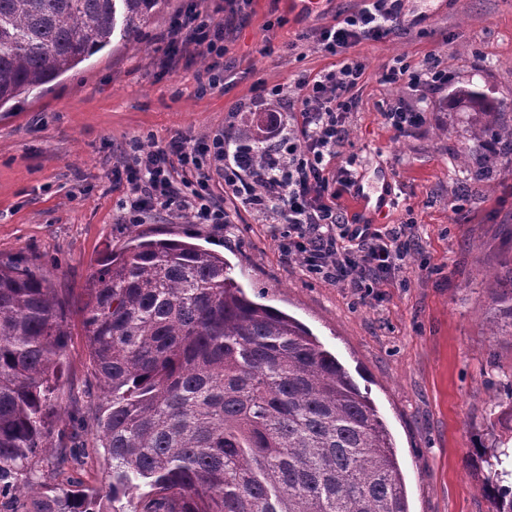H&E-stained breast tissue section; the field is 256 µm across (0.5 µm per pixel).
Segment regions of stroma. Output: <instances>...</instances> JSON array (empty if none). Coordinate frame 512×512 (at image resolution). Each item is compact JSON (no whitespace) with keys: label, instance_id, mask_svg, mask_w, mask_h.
I'll use <instances>...</instances> for the list:
<instances>
[{"label":"stroma","instance_id":"stroma-1","mask_svg":"<svg viewBox=\"0 0 512 512\" xmlns=\"http://www.w3.org/2000/svg\"><path fill=\"white\" fill-rule=\"evenodd\" d=\"M358 0H252L225 29L223 91L203 92L196 75L208 65L164 69L163 40L182 0L137 44L113 42L101 53L0 112V262L23 261L65 302L70 336L55 383L51 445L71 433L89 448L81 471L64 470L56 487L91 494L108 481L97 452L81 308L99 261L138 234L191 242L224 256L250 297H263L306 325L375 402L396 446L410 512H493L483 486L499 470L496 441L512 408V338L490 335V289L512 270V155L492 178L474 184L458 163L468 127L448 123L452 88L474 84L512 104V0H411L421 23L353 48L366 71L347 120L342 159L364 192L389 197L387 221L414 222L415 244L390 280L370 293L317 280L299 258H284L273 215L233 199L227 224H196L174 212L141 224L116 218L124 195L113 166L131 141L145 147L172 136H207L256 119L259 85H292L332 68L302 32L334 24ZM430 62L449 86L422 93L383 82L395 61ZM399 100L430 113L427 124L394 138L379 112ZM461 198V210L449 203Z\"/></svg>","mask_w":512,"mask_h":512}]
</instances>
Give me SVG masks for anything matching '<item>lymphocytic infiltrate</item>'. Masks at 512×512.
Here are the masks:
<instances>
[{
	"instance_id": "obj_1",
	"label": "lymphocytic infiltrate",
	"mask_w": 512,
	"mask_h": 512,
	"mask_svg": "<svg viewBox=\"0 0 512 512\" xmlns=\"http://www.w3.org/2000/svg\"><path fill=\"white\" fill-rule=\"evenodd\" d=\"M249 2L224 0L221 19L193 8L171 23L165 36L169 60L183 58L192 48L211 60L197 76L201 90H223L226 19ZM406 23L405 0H360L335 24L311 30L310 39L340 63L293 86L272 88L283 107L267 110L262 166H255L251 153L234 145L226 132L195 140L176 136L149 148L133 142L129 162L112 171L114 185L124 190L121 223L138 224L162 211L189 212L200 224L229 223V212L214 200L220 181L232 197L282 223V253L301 258L310 276L356 291L381 286L407 257L410 227L380 230L354 223L342 198L354 189L356 178L336 160L347 140L354 91L365 74L350 49L386 38ZM385 78L433 91L447 84L448 73L431 64L402 63L390 67Z\"/></svg>"
}]
</instances>
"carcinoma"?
Returning a JSON list of instances; mask_svg holds the SVG:
<instances>
[{
    "label": "carcinoma",
    "instance_id": "cac0c4a2",
    "mask_svg": "<svg viewBox=\"0 0 512 512\" xmlns=\"http://www.w3.org/2000/svg\"><path fill=\"white\" fill-rule=\"evenodd\" d=\"M167 0H0V108L121 40L140 42ZM478 150L512 154L504 103L452 90ZM231 136L263 157L261 129ZM491 334L512 337V270L492 289ZM83 326L111 481L50 495L60 465L48 410L69 335L62 301L22 262L0 264V512H408L391 434L339 360L293 317L251 300L223 257L134 237L84 289ZM495 512L512 485L485 484Z\"/></svg>",
    "mask_w": 512,
    "mask_h": 512
}]
</instances>
